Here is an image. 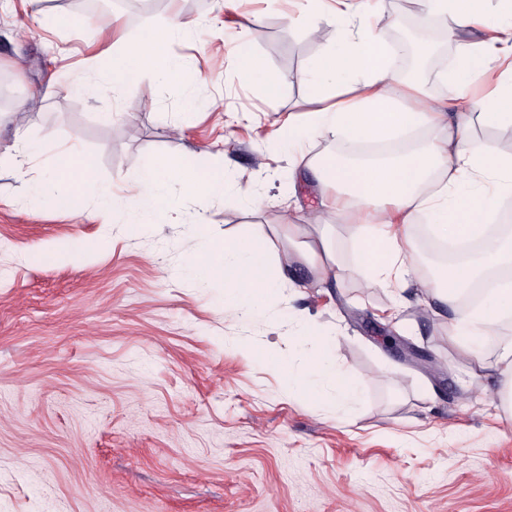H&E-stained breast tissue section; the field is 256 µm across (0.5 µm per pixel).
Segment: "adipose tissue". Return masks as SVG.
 Segmentation results:
<instances>
[{"label": "adipose tissue", "mask_w": 512, "mask_h": 512, "mask_svg": "<svg viewBox=\"0 0 512 512\" xmlns=\"http://www.w3.org/2000/svg\"><path fill=\"white\" fill-rule=\"evenodd\" d=\"M430 12L446 15L452 36L481 31L478 42L465 43L443 78L468 100L475 89L486 124L512 128V21L504 20L486 0H423ZM341 25L339 50L316 58L311 65V93L318 109L302 120H289L279 138L294 147L295 166L311 163L300 146L317 131L356 141H381L432 123L447 128L439 143L398 155L390 161L353 163L341 156L314 162L324 187V207L336 210L352 223L353 249L372 284H404L415 270V258L405 243L414 219L426 215L435 238L459 248L479 243L476 257L439 268L425 287L434 300L453 312L449 343L474 363H481L482 348L497 335L501 323L512 317V231L491 233L496 199L512 195V153H497L478 144L472 135L471 116L447 114L443 104L424 94L402 102L392 93L396 75L381 39L390 20L384 12L358 5L357 0H336ZM117 19L98 28L109 46L97 60L96 74L120 93L137 78L154 75L177 78L185 61L170 57L166 43L181 30L171 21L136 41L117 45L112 33ZM91 155L62 154L49 179V190L60 205L82 214L87 197L108 202L112 188L98 184ZM180 183L183 191L205 199L222 194L224 173L189 167L182 157L166 156L147 164L124 191L132 203L134 227L155 229L166 218V186ZM298 225L288 227L295 248L320 275L341 280L347 273L336 259L329 233L319 244L298 240ZM196 270L224 281V307L243 318L261 315L268 298L289 279L286 264H274L268 227L253 224L245 236L210 240L193 261ZM313 351L301 350L294 370L286 374L289 390L326 400L336 414L350 415L363 399L364 380L351 368L336 366L330 354L331 337L308 332Z\"/></svg>", "instance_id": "1"}]
</instances>
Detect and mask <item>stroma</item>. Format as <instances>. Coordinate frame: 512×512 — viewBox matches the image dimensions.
<instances>
[{"label":"stroma","instance_id":"35a3bbf8","mask_svg":"<svg viewBox=\"0 0 512 512\" xmlns=\"http://www.w3.org/2000/svg\"><path fill=\"white\" fill-rule=\"evenodd\" d=\"M58 14L73 27L57 28ZM174 17L186 29L168 53L191 68L116 99L101 85L69 89L98 50L73 0H0V152L19 137L43 148L0 166V512H512V414L496 406V342L472 380L469 358L448 343L452 312L422 290L432 260L419 253L401 296L371 284L351 227L322 207L325 188L273 136L312 110L309 68L336 49L334 18L305 0H237L231 10L164 0L121 15L120 32L134 40ZM447 28L437 14L421 27L442 47L421 85L444 104L456 90L442 74L461 50ZM241 47L281 77L277 96L240 79ZM28 98L35 110L17 124ZM68 147L96 158L97 180L115 192L109 210L90 198L79 219L35 195ZM168 155L224 169L250 183L252 200L203 204L173 183L169 222L133 231L122 188ZM286 211L311 236L333 226L342 283L296 261ZM251 224L270 225V250L291 262L302 294L248 321L225 315L222 280L185 265L209 237ZM306 318L337 335V361L365 377L351 418L289 392L269 367L291 354ZM385 333L419 357L388 347Z\"/></svg>","mask_w":512,"mask_h":512}]
</instances>
